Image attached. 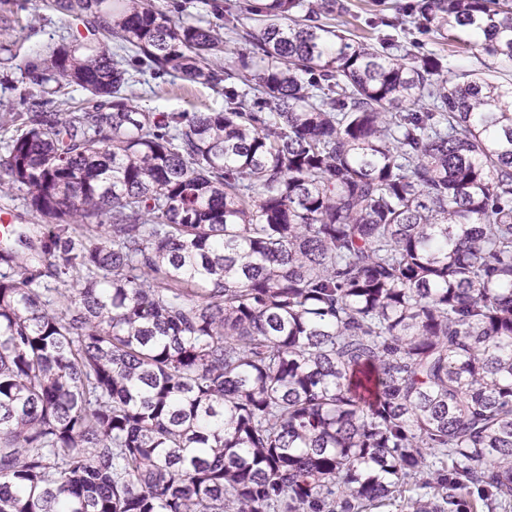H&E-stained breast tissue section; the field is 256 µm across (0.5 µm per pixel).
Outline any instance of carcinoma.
<instances>
[{
	"instance_id": "obj_1",
	"label": "carcinoma",
	"mask_w": 512,
	"mask_h": 512,
	"mask_svg": "<svg viewBox=\"0 0 512 512\" xmlns=\"http://www.w3.org/2000/svg\"><path fill=\"white\" fill-rule=\"evenodd\" d=\"M79 39L19 65L0 184V512H512V80L224 0H47ZM512 64V0H409ZM248 23H243V20ZM224 91L139 112L137 77ZM66 286L46 297L43 282ZM155 5L159 10H162L163 12H166L168 15L173 17L174 19H177L178 17L182 16V19L184 21H189L191 17L187 16L189 13H193L194 15H202L208 18L213 24H217L220 26V32L224 33L223 24L224 19L217 17L213 14L211 9V3L213 1L211 0H192L191 3H187V11L181 13H178L174 10L173 5L174 3H181L182 1H175V0H154ZM197 7V8H196ZM24 191H21L17 186H11L8 184L0 185V217L8 214V218L5 219L10 221L8 224H12L13 227H19L25 224H33L38 222L37 219H33V216L29 209L25 206L23 201ZM0 221V227H1ZM8 224H2L3 229Z\"/></svg>"
}]
</instances>
